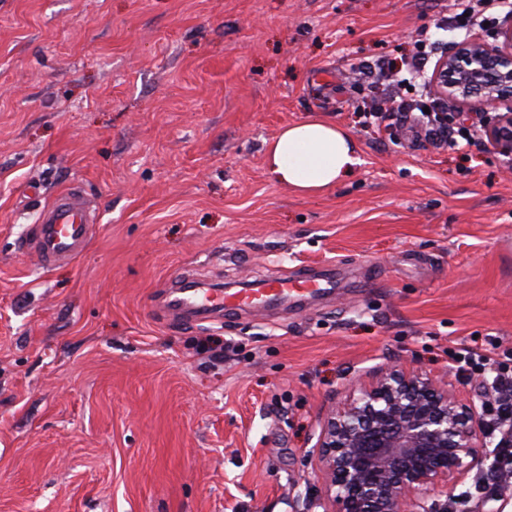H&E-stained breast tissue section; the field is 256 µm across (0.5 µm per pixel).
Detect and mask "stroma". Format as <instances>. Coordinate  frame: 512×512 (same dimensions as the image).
<instances>
[{"mask_svg": "<svg viewBox=\"0 0 512 512\" xmlns=\"http://www.w3.org/2000/svg\"><path fill=\"white\" fill-rule=\"evenodd\" d=\"M453 0H0V512H292L325 478L332 409L381 372L447 376L464 346L512 351V155L501 103L448 100L478 143L360 122L417 31L446 53ZM310 117L360 163L306 196L265 151ZM81 188V253L23 246ZM337 265L303 309L189 323L158 302L209 284ZM491 141L505 154H512V110L497 113L487 125Z\"/></svg>", "mask_w": 512, "mask_h": 512, "instance_id": "obj_1", "label": "stroma"}]
</instances>
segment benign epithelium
<instances>
[{"instance_id":"7a95c632","label":"benign epithelium","mask_w":512,"mask_h":512,"mask_svg":"<svg viewBox=\"0 0 512 512\" xmlns=\"http://www.w3.org/2000/svg\"><path fill=\"white\" fill-rule=\"evenodd\" d=\"M491 52L475 40L443 55L431 83L441 97L491 103L512 98V13ZM491 141L512 154V110L487 125ZM486 426L475 405L460 401L445 376L389 373L328 418L318 445L326 478L314 503L325 512H448L426 505V488L461 480L487 458Z\"/></svg>"}]
</instances>
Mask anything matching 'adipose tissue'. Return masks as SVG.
Segmentation results:
<instances>
[{
  "label": "adipose tissue",
  "mask_w": 512,
  "mask_h": 512,
  "mask_svg": "<svg viewBox=\"0 0 512 512\" xmlns=\"http://www.w3.org/2000/svg\"><path fill=\"white\" fill-rule=\"evenodd\" d=\"M358 163L351 137L322 118L284 127L267 148L266 164L274 180L302 194L336 186Z\"/></svg>",
  "instance_id": "1"
}]
</instances>
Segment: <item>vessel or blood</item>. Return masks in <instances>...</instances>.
Here are the masks:
<instances>
[{
  "instance_id": "obj_1",
  "label": "vessel or blood",
  "mask_w": 512,
  "mask_h": 512,
  "mask_svg": "<svg viewBox=\"0 0 512 512\" xmlns=\"http://www.w3.org/2000/svg\"><path fill=\"white\" fill-rule=\"evenodd\" d=\"M93 211L77 189L58 194L43 210L42 220L33 225L26 246L44 267L74 259L88 239ZM334 279L316 278L310 273L282 275L265 280L256 288L231 292L201 287L194 276L185 273L166 290V305L182 314L204 318L224 310L263 308L271 304L297 303L333 288Z\"/></svg>"
}]
</instances>
